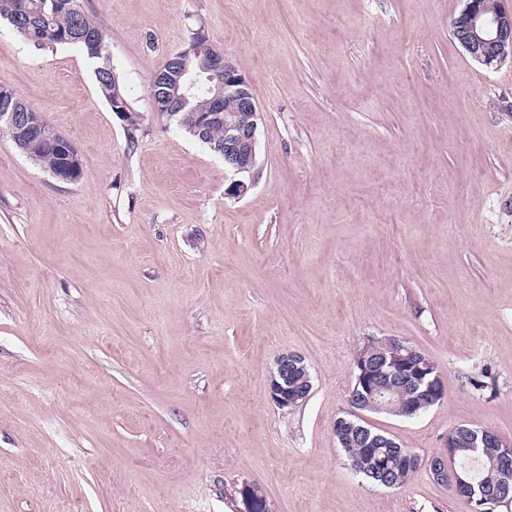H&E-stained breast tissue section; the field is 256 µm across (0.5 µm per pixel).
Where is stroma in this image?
Wrapping results in <instances>:
<instances>
[{
    "mask_svg": "<svg viewBox=\"0 0 512 512\" xmlns=\"http://www.w3.org/2000/svg\"><path fill=\"white\" fill-rule=\"evenodd\" d=\"M464 0H84L136 143L72 45L0 26V83L77 148L62 183L0 136V512H468L420 466L362 480L333 433L367 339L448 395L367 421L428 459L460 424L512 441V65L451 36ZM251 81L258 169L152 109L193 29ZM285 353L312 376L279 408ZM484 387L475 388L476 379Z\"/></svg>",
    "mask_w": 512,
    "mask_h": 512,
    "instance_id": "1",
    "label": "stroma"
}]
</instances>
